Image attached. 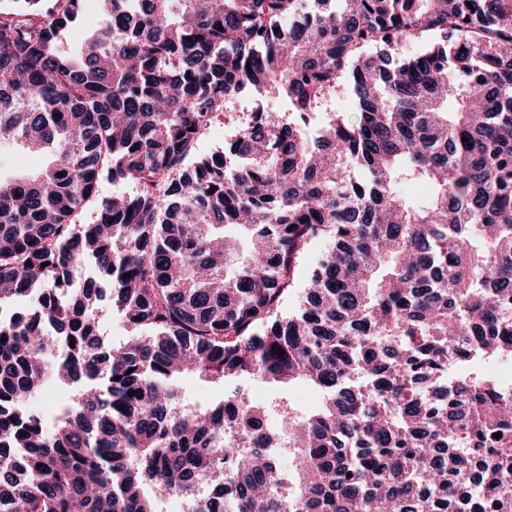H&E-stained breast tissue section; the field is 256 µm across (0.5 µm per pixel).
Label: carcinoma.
I'll return each instance as SVG.
<instances>
[{
	"label": "carcinoma",
	"mask_w": 512,
	"mask_h": 512,
	"mask_svg": "<svg viewBox=\"0 0 512 512\" xmlns=\"http://www.w3.org/2000/svg\"><path fill=\"white\" fill-rule=\"evenodd\" d=\"M2 139L45 163L0 179V512H512V0H0ZM248 376L324 402L179 389ZM234 129V126L226 118L224 122H216L209 128L204 130V133L198 138L194 153L196 154H209L216 151H224V145L229 142L225 139V131ZM136 187L128 183H112L101 181L98 185L96 196L93 197L77 216V224L93 223L97 216L98 207L103 199L113 196L131 195L135 193ZM100 318L103 338L107 344L120 345L126 341L130 333L120 312L105 303ZM293 406L302 413H307L317 408L322 400V395L316 389L299 384L293 386L288 392Z\"/></svg>",
	"instance_id": "cac0c4a2"
}]
</instances>
